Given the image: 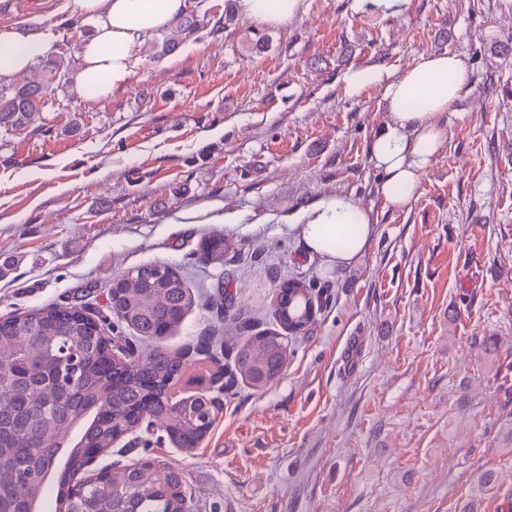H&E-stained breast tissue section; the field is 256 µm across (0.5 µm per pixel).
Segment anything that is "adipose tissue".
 <instances>
[{
  "label": "adipose tissue",
  "instance_id": "obj_1",
  "mask_svg": "<svg viewBox=\"0 0 512 512\" xmlns=\"http://www.w3.org/2000/svg\"><path fill=\"white\" fill-rule=\"evenodd\" d=\"M92 31L83 45L84 62L74 78L75 92L86 101H102L122 88L138 62L145 39L187 15L197 0H76ZM237 13L260 25H284L304 10V0H235ZM49 36L0 31V78H10L46 58ZM467 89V68L460 57L428 54L390 80L383 100L389 121L371 143L383 169V193L406 205L416 195L420 176L444 139L439 116ZM422 99L408 107L409 98ZM293 228L308 252L323 264L344 269L366 252L375 226L368 211L350 196L322 197L303 208Z\"/></svg>",
  "mask_w": 512,
  "mask_h": 512
}]
</instances>
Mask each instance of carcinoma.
Listing matches in <instances>:
<instances>
[{
	"label": "carcinoma",
	"instance_id": "carcinoma-1",
	"mask_svg": "<svg viewBox=\"0 0 512 512\" xmlns=\"http://www.w3.org/2000/svg\"><path fill=\"white\" fill-rule=\"evenodd\" d=\"M233 19L230 12L211 19L190 15L162 34L160 55H171L203 29L217 37ZM42 77L22 84L0 83V128H27L42 121L43 109L55 92L69 83L70 61L59 57L42 62ZM207 263L224 256V241L212 240L200 252ZM109 297L117 317L144 338L165 335L176 327L194 304L181 271L167 263L135 267L115 277ZM314 290L300 279L276 285L273 316L277 328L237 337L231 375L249 379H279L288 360L284 331L304 330L314 316L305 310ZM209 303L230 313L232 299L219 289ZM102 323L75 306L49 305L0 319V362L11 369L0 376V512H18L31 486L21 479L25 471L52 464L56 441L69 436L70 423L86 407L100 402L97 420L84 418L82 438L89 449H108L145 411L167 433L195 448L211 430L212 410L204 400L180 406L170 392L181 376L184 354L156 347L145 360L113 362V339ZM84 452L70 450L59 495L58 512H72L73 498L100 503L108 512H178L180 502L171 490L180 474L163 464L134 470L112 469V479L86 486Z\"/></svg>",
	"mask_w": 512,
	"mask_h": 512
}]
</instances>
